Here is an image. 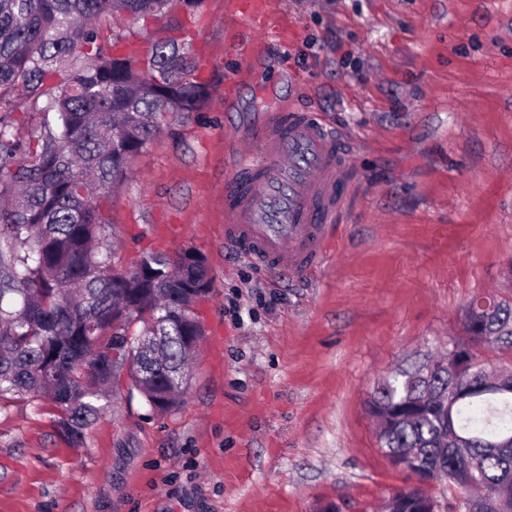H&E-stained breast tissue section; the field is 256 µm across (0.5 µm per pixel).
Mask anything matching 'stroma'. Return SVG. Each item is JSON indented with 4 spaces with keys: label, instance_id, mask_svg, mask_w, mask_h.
Masks as SVG:
<instances>
[{
    "label": "stroma",
    "instance_id": "stroma-1",
    "mask_svg": "<svg viewBox=\"0 0 512 512\" xmlns=\"http://www.w3.org/2000/svg\"><path fill=\"white\" fill-rule=\"evenodd\" d=\"M225 0L179 10L210 99L168 115L105 199L130 267L207 262L205 335L175 411L121 386L70 446L40 399H0V512H372L405 486L366 402L444 353L475 295L512 293V0ZM345 137L357 181L312 273L224 238L226 141L280 102Z\"/></svg>",
    "mask_w": 512,
    "mask_h": 512
}]
</instances>
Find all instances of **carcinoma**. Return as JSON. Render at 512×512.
Returning a JSON list of instances; mask_svg holds the SVG:
<instances>
[{
  "instance_id": "carcinoma-1",
  "label": "carcinoma",
  "mask_w": 512,
  "mask_h": 512,
  "mask_svg": "<svg viewBox=\"0 0 512 512\" xmlns=\"http://www.w3.org/2000/svg\"><path fill=\"white\" fill-rule=\"evenodd\" d=\"M201 3L0 0V396L45 400L74 446L125 378L153 413L175 410L171 392L189 386L187 358L204 335L203 256L149 251L123 269L103 247V196L166 115L207 104L210 83L175 14ZM115 15L158 23L160 35L134 51L131 32L108 43L102 24ZM29 110L52 120L25 147L13 128ZM462 326L460 357L434 360L433 373L423 361L400 368L367 401L380 449L410 481L392 491L398 512L443 506L425 489L435 475L465 512H512V370L474 352H512V298L467 304ZM143 336L152 346L133 361L127 348Z\"/></svg>"
}]
</instances>
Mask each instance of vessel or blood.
Here are the masks:
<instances>
[{"label":"vessel or blood","mask_w":512,"mask_h":512,"mask_svg":"<svg viewBox=\"0 0 512 512\" xmlns=\"http://www.w3.org/2000/svg\"><path fill=\"white\" fill-rule=\"evenodd\" d=\"M233 152L224 236L252 261L295 276L318 268L353 181L346 140L315 113L279 103Z\"/></svg>","instance_id":"b4317fda"}]
</instances>
